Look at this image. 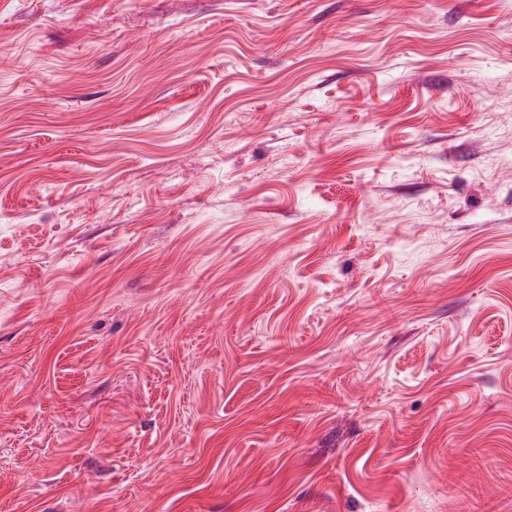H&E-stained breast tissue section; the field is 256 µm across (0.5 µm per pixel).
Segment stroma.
Returning <instances> with one entry per match:
<instances>
[{
	"instance_id": "1",
	"label": "stroma",
	"mask_w": 512,
	"mask_h": 512,
	"mask_svg": "<svg viewBox=\"0 0 512 512\" xmlns=\"http://www.w3.org/2000/svg\"><path fill=\"white\" fill-rule=\"evenodd\" d=\"M0 512H512V0H0Z\"/></svg>"
}]
</instances>
